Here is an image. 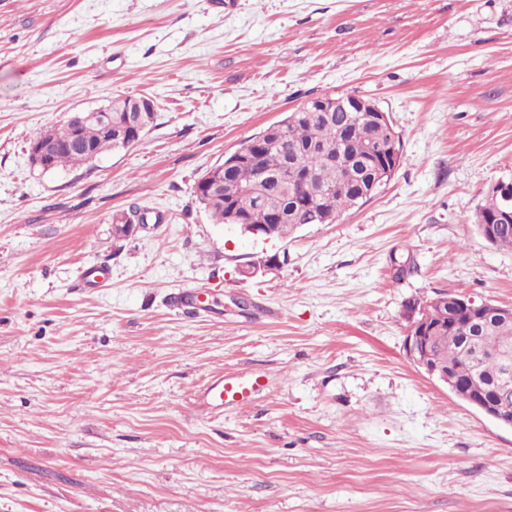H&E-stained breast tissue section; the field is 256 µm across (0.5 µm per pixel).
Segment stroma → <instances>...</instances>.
<instances>
[{
	"instance_id": "stroma-1",
	"label": "stroma",
	"mask_w": 512,
	"mask_h": 512,
	"mask_svg": "<svg viewBox=\"0 0 512 512\" xmlns=\"http://www.w3.org/2000/svg\"><path fill=\"white\" fill-rule=\"evenodd\" d=\"M343 93L399 133L390 181L285 240L212 222L210 167ZM120 95L140 142L30 163ZM510 177L512 0H0V512H512V429L404 351L407 303L512 306L475 224ZM242 370L270 390L199 406ZM139 98L132 97H117L112 100V112L110 107L97 109L91 112H75V120L84 121L87 119H96L107 127L112 133L113 126H119L127 123L132 125L128 129L140 128L141 138L152 128L155 120V104L152 108L138 109L137 102ZM82 116V117H80ZM136 142V143H137ZM67 120L68 118L44 130L37 138L33 140L34 142H32L30 146L31 159L34 161L35 165L41 166L43 171H50L49 155L53 149H58L61 147L70 148L72 145L78 144L77 134L75 131L78 125L73 124L68 129L65 125ZM38 141L42 143L58 142L55 144L54 148L49 149L40 144ZM130 218H132L135 223L141 224H128L130 222ZM147 223V213L144 210L143 212H141V209L138 207H131L127 211L116 212V214L112 217L113 230L114 233L118 236H124L127 234L123 229L125 224L128 225L129 231L132 232L133 229L136 228L137 226L144 225Z\"/></svg>"
}]
</instances>
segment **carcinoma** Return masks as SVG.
<instances>
[{"label": "carcinoma", "mask_w": 512, "mask_h": 512, "mask_svg": "<svg viewBox=\"0 0 512 512\" xmlns=\"http://www.w3.org/2000/svg\"><path fill=\"white\" fill-rule=\"evenodd\" d=\"M352 94H325L312 98L277 124L268 127L246 142V155L229 168L214 171L215 182L208 187L195 186V194L204 205L215 224H234L241 228L257 224L268 229L273 239H286L301 227L309 224H331L348 208L363 203L371 195H360L362 187L377 178L381 187L390 175L378 174L375 167L362 162L368 151L375 152L381 144L392 141L402 149L399 133L394 129L378 126L370 113L349 107ZM138 99L117 97L112 100V123L119 126L130 123L146 134L153 126L155 108H138ZM67 132L65 122L44 130L37 140L53 143ZM128 144L105 135L95 122L79 127V147L62 149L51 159L52 169L79 167L93 161L103 153ZM295 162L307 172L305 180L295 185L288 183L277 187L263 182L266 175L281 172L287 163ZM268 191L275 203L288 209L285 219L276 218L275 210L257 204V192ZM506 202L499 194L487 192L483 204L475 215L480 225L504 209ZM134 221L148 223L147 213L138 207L119 211L112 217L114 233L126 235L123 225ZM492 244L501 249H512V223L499 224ZM425 307L438 313L443 323L435 327L433 348L436 356L458 370V381L466 389L480 390L498 377L496 361L483 359L478 370L470 371L464 346L472 336L482 337L484 348L512 345V322H501L494 316V306L486 308L491 315L487 327H480L465 314L448 318V304Z\"/></svg>", "instance_id": "1"}]
</instances>
